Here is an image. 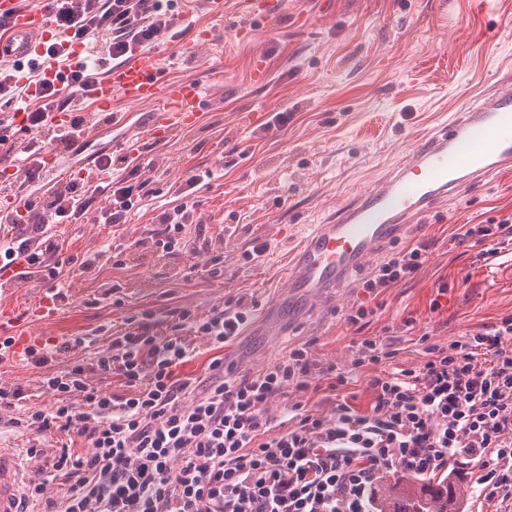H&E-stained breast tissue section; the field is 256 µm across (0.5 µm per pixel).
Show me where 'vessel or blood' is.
<instances>
[{"label": "vessel or blood", "mask_w": 512, "mask_h": 512, "mask_svg": "<svg viewBox=\"0 0 512 512\" xmlns=\"http://www.w3.org/2000/svg\"><path fill=\"white\" fill-rule=\"evenodd\" d=\"M282 0H246L245 17L276 22ZM55 0H33L20 9L18 0H0V16L9 19L14 39L0 43V57L23 62L41 52L54 34L46 24ZM87 112L89 126L119 102L147 105L151 117L143 137L164 140L195 127L209 95L195 79H171L158 54L146 51L112 66L94 83ZM512 168V89L486 93L417 142L394 170L373 188L339 209L334 220L315 225L293 253L289 286L301 306L311 308L366 269L378 249L403 238L410 224L424 220L438 204L460 198L490 175ZM60 309L43 290L30 319L48 325ZM20 317L0 307V335L18 344L37 342L19 330ZM29 468L13 448H0V512H23Z\"/></svg>", "instance_id": "1"}]
</instances>
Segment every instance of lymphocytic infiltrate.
<instances>
[{"instance_id": "f902f5d3", "label": "lymphocytic infiltrate", "mask_w": 512, "mask_h": 512, "mask_svg": "<svg viewBox=\"0 0 512 512\" xmlns=\"http://www.w3.org/2000/svg\"><path fill=\"white\" fill-rule=\"evenodd\" d=\"M49 22L61 41L46 43L42 58L0 67V97L20 100L31 84L42 85L39 105L22 109L29 135L26 187L38 182L46 142L77 154L87 148L85 116L71 113L67 128L54 130L50 115L64 103L58 88L41 82V59L69 63L71 85L85 90L111 61L178 34V20L163 0H60ZM95 34L106 40L107 55L73 63L61 53V43L82 44ZM96 167L102 179L95 190L80 176L46 194L41 205L16 198L12 214L0 216V270L22 258L27 268L19 272L20 282L37 274L57 280L59 246L46 229L76 222L98 195L111 198L100 223H129L138 204L133 186L114 177L118 163L110 155H98ZM212 177L206 170L187 179L182 203L157 215L163 229L149 241L163 256L202 255L205 268L217 274L220 246L196 245L184 233L197 221L188 199ZM425 255L420 244L387 259L365 289L376 294L411 277ZM253 317V307L241 301L205 316L185 309L164 335L153 312H142L113 336L109 352L41 379L42 389L58 400L50 411L26 408L21 388L1 386L0 410L24 412L21 427L39 434L55 427L91 446L85 455L28 448L29 457L47 458L61 490L51 498L46 481H31L25 504L44 512H377L376 486L391 467L424 477L452 458L476 464L484 496L512 493V318L437 351L421 373L374 378L371 413L341 404L332 418L303 416L268 440L265 406L288 387H306L312 365L306 349L255 375L238 374L216 356L200 397L190 380L176 374L196 356V340L217 352ZM104 375L118 377L125 394L98 391L92 379Z\"/></svg>"}]
</instances>
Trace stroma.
<instances>
[{
    "label": "stroma",
    "mask_w": 512,
    "mask_h": 512,
    "mask_svg": "<svg viewBox=\"0 0 512 512\" xmlns=\"http://www.w3.org/2000/svg\"><path fill=\"white\" fill-rule=\"evenodd\" d=\"M242 17L243 0H224L220 17L197 9L193 26L209 27L213 40L189 58L181 47L191 40V28L155 44L172 78H195L222 102L205 105L188 134L141 141L143 166L134 178L140 201L129 223L100 224L89 213L78 223L57 225L68 302L40 333L59 342L83 336L91 345L44 368L28 364L19 370L0 362V386L21 387L28 407L53 408L56 398L39 387L45 373L108 352L113 332L144 310L164 316V333L167 316L185 308L203 315L241 297L260 307L287 306V256L310 226L332 219L455 108L512 74V0H286L275 24L254 20L249 39L237 32ZM257 64L265 70L260 82L252 74ZM278 112L287 113V123L266 130ZM147 119V107L119 106L114 122L100 124L81 155L67 152L63 158L77 170L102 153L121 157V140ZM205 169L215 177L196 193L200 221L186 232L223 241L224 272L218 276L204 271L194 254L161 258L143 242L156 229L157 213L179 204V186ZM510 216L512 170H503L379 250L380 263L427 243L425 262L413 277L371 295L362 287L365 274H358L353 288L303 319L282 322L277 335L256 323L225 346V361L250 374L295 349L309 352L318 376L267 404L269 437L287 431L292 406L326 418L340 404L369 413L374 378L421 371L431 347L449 348L511 317L512 249L499 248L492 238L456 240L462 225ZM110 240L140 247L129 256L106 255L94 272H82L77 257ZM261 243L267 251L245 263L244 253ZM360 304L372 315L349 323L348 314ZM366 340L391 350V358L358 363ZM330 366L342 373V383L322 377ZM35 443L79 455L89 451L67 432L38 435L0 418V446L22 451ZM447 469L460 490L449 500V512H512V496L481 495L478 470L469 461L449 459Z\"/></svg>",
    "instance_id": "obj_1"
}]
</instances>
